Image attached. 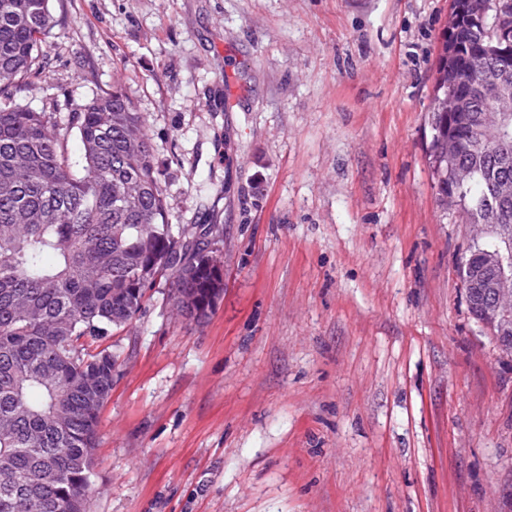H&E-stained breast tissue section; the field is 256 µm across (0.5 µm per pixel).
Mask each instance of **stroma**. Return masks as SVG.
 I'll return each instance as SVG.
<instances>
[{"label":"stroma","mask_w":512,"mask_h":512,"mask_svg":"<svg viewBox=\"0 0 512 512\" xmlns=\"http://www.w3.org/2000/svg\"><path fill=\"white\" fill-rule=\"evenodd\" d=\"M20 102L121 80L176 224L222 234L203 324L148 290L100 414L92 512H512V357L426 153L451 0H56Z\"/></svg>","instance_id":"stroma-1"}]
</instances>
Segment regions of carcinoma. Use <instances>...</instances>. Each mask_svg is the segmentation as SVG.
Masks as SVG:
<instances>
[{"mask_svg":"<svg viewBox=\"0 0 512 512\" xmlns=\"http://www.w3.org/2000/svg\"><path fill=\"white\" fill-rule=\"evenodd\" d=\"M54 0H0V512H91L90 475L100 411L117 356L100 341L132 323L147 289L166 281L198 324L224 293L210 241L170 222L162 174L144 117L123 87L93 95L61 120L19 105L45 72L47 38L60 22ZM463 18L457 37L484 65L505 61L497 9ZM448 44L439 53L429 122L438 200L470 224L512 189V124L493 138L471 96L448 114ZM77 134L82 154L69 152ZM481 247L512 251V200Z\"/></svg>","mask_w":512,"mask_h":512,"instance_id":"carcinoma-1","label":"carcinoma"}]
</instances>
